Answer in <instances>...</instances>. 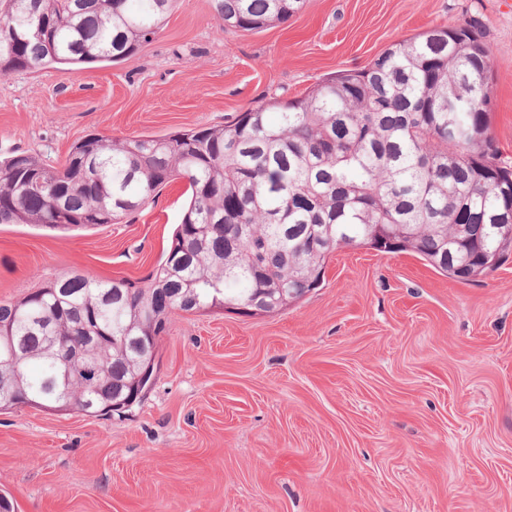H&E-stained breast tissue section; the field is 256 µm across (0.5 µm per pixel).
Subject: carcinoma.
<instances>
[{
	"label": "carcinoma",
	"mask_w": 512,
	"mask_h": 512,
	"mask_svg": "<svg viewBox=\"0 0 512 512\" xmlns=\"http://www.w3.org/2000/svg\"><path fill=\"white\" fill-rule=\"evenodd\" d=\"M175 0H9L0 75L117 62L150 41ZM304 0H216L224 30L283 22ZM491 58L472 24L401 40L361 70L298 100L260 104L220 127L163 136L90 135L65 163L0 162V224L79 230L115 224L182 178L188 201L171 246L142 281L60 275L0 302V408L18 403L108 413L178 312L288 307L318 287L330 253L370 245L411 251L448 277L474 280L512 246V166L489 134ZM278 117L269 119L270 110ZM113 337L58 373L51 340Z\"/></svg>",
	"instance_id": "1"
}]
</instances>
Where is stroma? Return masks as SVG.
<instances>
[{"label":"stroma","instance_id":"35a3bbf8","mask_svg":"<svg viewBox=\"0 0 512 512\" xmlns=\"http://www.w3.org/2000/svg\"><path fill=\"white\" fill-rule=\"evenodd\" d=\"M215 5L177 0L114 63L0 75V161L56 167L90 134L221 126L466 21L491 53L490 134L512 166V0H306L259 31L222 30ZM186 188L88 231L0 224V301L63 273L145 278ZM0 493L18 512H512V248L470 281L343 248L278 313L173 315L125 414L0 409Z\"/></svg>","mask_w":512,"mask_h":512}]
</instances>
